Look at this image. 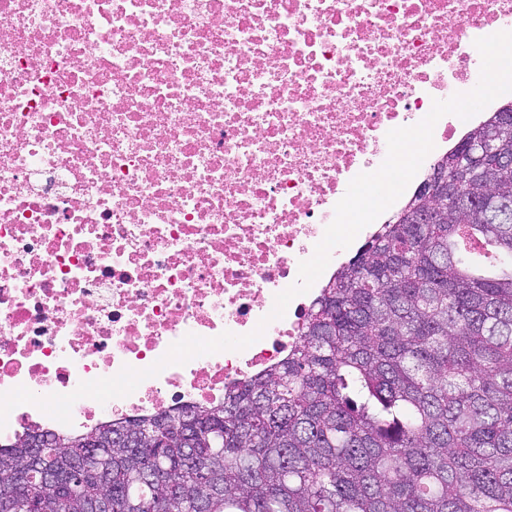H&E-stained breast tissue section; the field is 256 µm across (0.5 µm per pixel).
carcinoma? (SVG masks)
I'll use <instances>...</instances> for the list:
<instances>
[{
    "instance_id": "carcinoma-1",
    "label": "carcinoma",
    "mask_w": 512,
    "mask_h": 512,
    "mask_svg": "<svg viewBox=\"0 0 512 512\" xmlns=\"http://www.w3.org/2000/svg\"><path fill=\"white\" fill-rule=\"evenodd\" d=\"M474 163L437 160L304 313L288 357L224 402L0 449V512H512V112ZM446 179L430 181L423 190L426 208L421 213L409 215L405 222L416 221L421 224H436L443 221L448 213V200L444 194Z\"/></svg>"
}]
</instances>
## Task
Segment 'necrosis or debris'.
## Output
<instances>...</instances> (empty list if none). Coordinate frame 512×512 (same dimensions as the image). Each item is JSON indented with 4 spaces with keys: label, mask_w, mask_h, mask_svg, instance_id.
Returning a JSON list of instances; mask_svg holds the SVG:
<instances>
[{
    "label": "necrosis or debris",
    "mask_w": 512,
    "mask_h": 512,
    "mask_svg": "<svg viewBox=\"0 0 512 512\" xmlns=\"http://www.w3.org/2000/svg\"><path fill=\"white\" fill-rule=\"evenodd\" d=\"M512 0H0V392L142 370L187 334L262 338L165 367L79 434L223 401L282 361L306 295L269 320L349 181L479 77Z\"/></svg>",
    "instance_id": "4bbe7bcc"
}]
</instances>
